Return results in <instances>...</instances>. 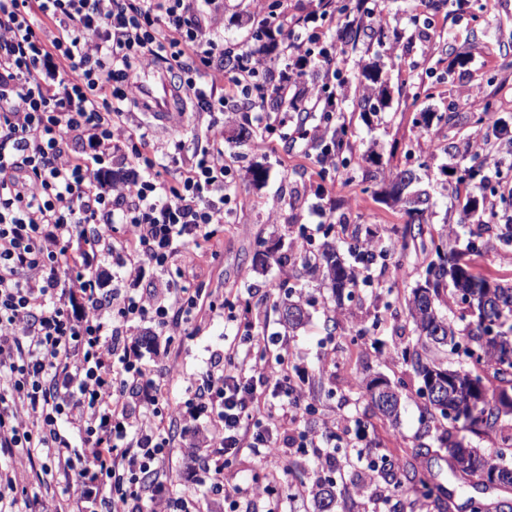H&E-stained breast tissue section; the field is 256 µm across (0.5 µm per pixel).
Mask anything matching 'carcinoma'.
Returning a JSON list of instances; mask_svg holds the SVG:
<instances>
[{"label": "carcinoma", "instance_id": "obj_1", "mask_svg": "<svg viewBox=\"0 0 512 512\" xmlns=\"http://www.w3.org/2000/svg\"><path fill=\"white\" fill-rule=\"evenodd\" d=\"M361 0H347L345 5H334L340 21V42L353 44L365 33L362 16H348L351 10L359 9ZM368 81V93L359 106L365 114L377 112L386 104L382 70L376 65L363 68ZM261 103L272 112L292 108L291 102L283 99L278 88L264 83L261 88ZM455 116L435 112H420L414 125L427 134L433 122L449 125ZM349 146V131L343 124L332 129L329 143L322 151L323 160L331 156L341 159L344 168L349 163L343 157ZM472 164L463 168L464 177L474 183L478 194L467 199L463 213L468 218L483 223L486 213V190L491 187L484 162L478 156L471 158ZM394 203L402 205L408 216L403 232L401 248L435 259L427 265L426 274L433 276L432 298L419 296L417 288L410 289L404 297L408 318L412 322L416 343L395 345L397 356L410 366L420 378L421 387L417 396L423 400L421 423L423 430L416 436L417 444L412 448H401L383 454L378 467L379 479L369 486L373 503H390L393 499L411 494L410 509H433L435 512H512V499L490 498L487 484L495 489L512 492V404L505 405L506 395H512V285L504 284L490 276L474 271L464 253L448 246L443 236L425 233L427 199L417 193L411 197L397 198ZM307 266L322 269L337 303L353 300L358 286L356 269L346 264L336 246L326 243L316 254L303 257ZM462 304L459 321L455 322L441 314L443 304ZM281 318L291 329L304 326L308 319L304 305L290 301L284 305ZM448 337V344L435 345L430 336L436 331ZM448 369V389L442 400L427 399L423 386L432 367ZM371 381H359L367 409L384 423L395 425L400 414L403 386L392 384L397 395L393 401H383L371 393ZM478 438L494 437V448L485 453L479 448L466 446L452 440V429L458 422ZM439 432L434 447L425 439L431 431ZM445 462L448 472L456 479L468 483L483 494L469 497L465 503L457 504L450 492L436 481L433 465ZM336 484L324 482L312 496L316 512H335L337 506Z\"/></svg>", "mask_w": 512, "mask_h": 512}]
</instances>
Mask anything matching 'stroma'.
I'll list each match as a JSON object with an SVG mask.
<instances>
[{"instance_id": "obj_1", "label": "stroma", "mask_w": 512, "mask_h": 512, "mask_svg": "<svg viewBox=\"0 0 512 512\" xmlns=\"http://www.w3.org/2000/svg\"><path fill=\"white\" fill-rule=\"evenodd\" d=\"M479 2L483 11L476 16L448 5L436 10L428 0H376L377 15L366 19V27L370 33L379 28L397 31L399 39L391 50L369 33L349 56L347 101L333 120L352 131L350 145L357 164L350 176L340 171L331 179H321L323 144L318 139L295 142L275 134L267 151L250 152L248 143L238 141L236 135L242 128L257 131L253 109H225L219 117L222 135L215 138L198 113L174 112L158 119L131 108L130 123L146 129L153 143H164L179 134L190 150L216 145L232 170L231 213L224 223L214 225L210 240L190 245L186 259L161 276L204 289L212 297L230 299L231 317L206 315L181 336L148 321L120 328L126 347L140 355L171 406L186 399L187 377L205 372L215 353L228 352L246 334L276 333L282 336L283 347L298 369L295 385L318 407L317 413L301 422V429L316 431L324 422L343 418L347 421L342 435L345 446L385 449L413 445L420 412L412 393L419 380L397 358L394 341L414 338L399 298L424 277L430 258L401 250L400 233L407 216L401 206L383 201L378 174L415 169L420 188L429 189L432 195L431 230L450 231L452 245L460 250L469 240L483 239L487 250L475 260L477 272L512 284V245L502 241L505 228L462 219L458 199L468 196L473 187L459 180L448 154L449 147L467 139L481 145L483 156L492 163L498 158L497 146L512 142V0ZM318 9L319 0H221L219 32L225 46L249 48L259 20L275 14L295 21ZM459 54L467 56L465 66L454 65ZM374 63L387 79L388 104L365 118L356 105L364 92L359 79L363 67ZM421 84L433 88L432 99L413 100L412 94ZM476 85L495 102L504 125L472 124L475 105L465 90ZM422 110L456 113L457 122L436 127L429 137L419 134L413 119ZM256 167L264 172L258 182L251 175ZM368 234L376 250L385 251L386 256L372 265L369 284L359 290L360 301L336 304L321 275L302 264V239L310 237L317 247L329 241L345 252ZM267 249L288 255V262L257 270L254 257ZM98 275L107 289L142 290L159 277L149 269L137 271L135 263L118 249L103 257ZM290 290L316 301L308 322L294 332L288 331L272 309ZM334 316L340 319L335 327L330 324ZM379 373L403 382L411 393L394 427L365 415L360 391L353 385L356 378ZM0 465L12 469L29 492H42L45 512H59L65 492L76 488L75 481L57 476L47 490H39V464L18 456L0 459ZM164 468L171 486L192 495L200 512H222L204 486L190 479L180 449L174 450ZM271 468L281 475V512H299L300 503L291 497L294 488L322 474L311 456L266 462L245 454L224 476L233 484L259 483Z\"/></svg>"}]
</instances>
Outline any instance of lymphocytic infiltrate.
<instances>
[{
  "label": "lymphocytic infiltrate",
  "mask_w": 512,
  "mask_h": 512,
  "mask_svg": "<svg viewBox=\"0 0 512 512\" xmlns=\"http://www.w3.org/2000/svg\"><path fill=\"white\" fill-rule=\"evenodd\" d=\"M283 36L288 56L320 67L295 111L261 112L262 135L249 143L268 150L270 133L308 139L306 116H330V80L341 78L342 54L326 52L307 20ZM166 64L198 111L220 112L225 98H248L266 71L249 50L226 56L224 39L206 22L197 0H0V455L24 452L43 475L76 476L78 491L65 512H193V501L170 490L163 461L175 442L163 396L146 368L121 352L110 320H149L175 330L215 304L198 290L166 287L105 293L93 271L110 248L113 222L125 224L122 248L139 264L165 269L189 237L210 238L224 221L230 174L222 150L187 151L181 137L152 145L127 117L132 62ZM228 64L224 96L203 84L210 67ZM121 153L136 169L113 183L104 159ZM177 168L163 179L158 158ZM97 225L95 235L84 227ZM274 336H250V366L213 361L189 379L181 421L218 424L214 451L192 459L207 474V491L225 512L270 494L274 484H229L224 468L250 453L266 459L308 448L319 466L336 464L338 424L281 438V428L312 411L293 384L285 359L269 362ZM23 403L28 423H15ZM73 424L72 444L64 430Z\"/></svg>",
  "instance_id": "1"
}]
</instances>
